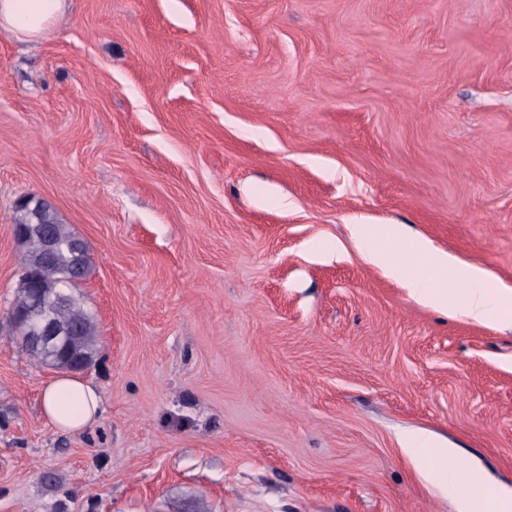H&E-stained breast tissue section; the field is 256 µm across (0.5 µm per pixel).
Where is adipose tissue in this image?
<instances>
[{
    "mask_svg": "<svg viewBox=\"0 0 512 512\" xmlns=\"http://www.w3.org/2000/svg\"><path fill=\"white\" fill-rule=\"evenodd\" d=\"M68 0H0V31L15 40L36 42L46 38L65 16ZM365 260L396 281L416 302L440 310L451 319L486 323L493 317L512 320V286L491 281L478 266L460 262L434 248L425 238L410 234L405 225L372 229L351 227ZM422 268H413V261ZM41 410L55 428L80 432L94 424L103 411L99 388L80 374L62 373L48 382L41 395ZM402 446L416 470L427 480L448 488L455 471L437 467V460L452 451L426 434L403 437Z\"/></svg>",
    "mask_w": 512,
    "mask_h": 512,
    "instance_id": "ef3b65f1",
    "label": "adipose tissue"
}]
</instances>
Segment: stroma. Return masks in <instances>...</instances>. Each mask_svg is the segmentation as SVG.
Listing matches in <instances>:
<instances>
[{
	"label": "stroma",
	"mask_w": 512,
	"mask_h": 512,
	"mask_svg": "<svg viewBox=\"0 0 512 512\" xmlns=\"http://www.w3.org/2000/svg\"><path fill=\"white\" fill-rule=\"evenodd\" d=\"M85 239L80 433L7 324L15 207ZM405 224L512 285V0H69L0 33V512H454L402 437L512 489V328L348 242ZM68 0H0V31L17 41L46 38L65 16ZM41 410L53 427L81 432L97 421L103 397L99 388L80 374L61 373L43 388ZM402 447L410 455L416 470L432 483L448 489L455 484L458 475L454 470L439 468L432 464L433 460L447 459L455 454V448H447L430 435L409 434L403 437Z\"/></svg>",
	"instance_id": "1"
}]
</instances>
